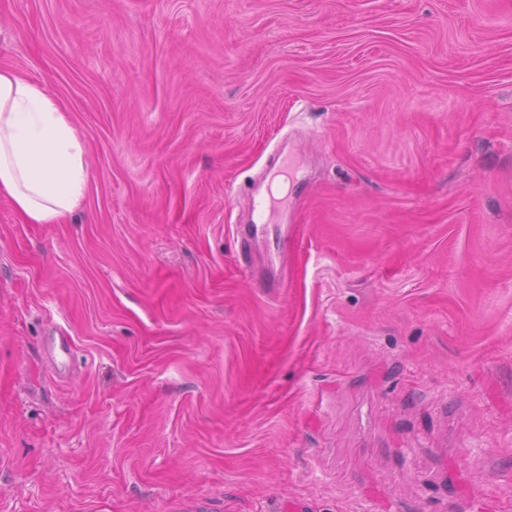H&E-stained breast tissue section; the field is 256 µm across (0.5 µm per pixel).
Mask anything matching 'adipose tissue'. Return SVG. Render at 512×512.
<instances>
[{
    "mask_svg": "<svg viewBox=\"0 0 512 512\" xmlns=\"http://www.w3.org/2000/svg\"><path fill=\"white\" fill-rule=\"evenodd\" d=\"M89 182L85 145L43 83L0 68V196L29 224H60Z\"/></svg>",
    "mask_w": 512,
    "mask_h": 512,
    "instance_id": "obj_1",
    "label": "adipose tissue"
}]
</instances>
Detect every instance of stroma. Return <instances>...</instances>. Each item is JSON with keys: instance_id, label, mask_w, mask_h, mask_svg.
<instances>
[{"instance_id": "1", "label": "stroma", "mask_w": 512, "mask_h": 512, "mask_svg": "<svg viewBox=\"0 0 512 512\" xmlns=\"http://www.w3.org/2000/svg\"><path fill=\"white\" fill-rule=\"evenodd\" d=\"M0 68L89 164L0 197V512H512V0H0Z\"/></svg>"}]
</instances>
